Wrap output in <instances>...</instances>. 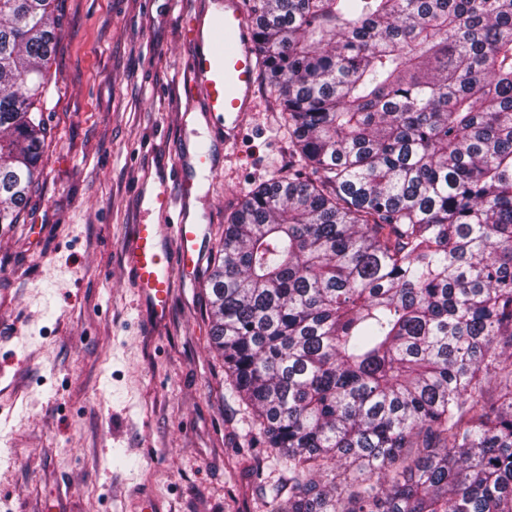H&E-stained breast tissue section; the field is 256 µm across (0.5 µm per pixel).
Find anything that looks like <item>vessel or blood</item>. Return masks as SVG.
<instances>
[{"mask_svg": "<svg viewBox=\"0 0 512 512\" xmlns=\"http://www.w3.org/2000/svg\"><path fill=\"white\" fill-rule=\"evenodd\" d=\"M211 5L212 0H196L190 16L193 54L183 75L184 94L204 97L210 111L223 114L225 126H235L255 102L252 23L241 0H224L219 17L213 16ZM192 189L186 180H178L173 189L163 180L143 194L146 213L159 215L162 221L135 224L123 243L137 295L159 321L171 306L174 272L193 275L204 257L206 229L188 220Z\"/></svg>", "mask_w": 512, "mask_h": 512, "instance_id": "vessel-or-blood-1", "label": "vessel or blood"}]
</instances>
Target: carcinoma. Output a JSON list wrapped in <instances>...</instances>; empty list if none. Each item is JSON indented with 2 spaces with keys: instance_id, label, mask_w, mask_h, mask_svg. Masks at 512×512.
<instances>
[{
  "instance_id": "carcinoma-1",
  "label": "carcinoma",
  "mask_w": 512,
  "mask_h": 512,
  "mask_svg": "<svg viewBox=\"0 0 512 512\" xmlns=\"http://www.w3.org/2000/svg\"><path fill=\"white\" fill-rule=\"evenodd\" d=\"M55 2L0 0L1 225L40 177ZM251 18L291 160L225 219L209 336L272 496L512 512V0Z\"/></svg>"
}]
</instances>
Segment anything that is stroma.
Segmentation results:
<instances>
[{
	"label": "stroma",
	"instance_id": "1",
	"mask_svg": "<svg viewBox=\"0 0 512 512\" xmlns=\"http://www.w3.org/2000/svg\"><path fill=\"white\" fill-rule=\"evenodd\" d=\"M44 118L53 132L22 224L0 237V512H285L280 471L246 448L200 278L168 317L139 304L122 242L138 186L183 150L190 212L215 256L225 217L288 164L274 94L256 84L232 148L224 118L180 109L192 46L182 0H57ZM206 143L213 171L196 165Z\"/></svg>",
	"mask_w": 512,
	"mask_h": 512
}]
</instances>
